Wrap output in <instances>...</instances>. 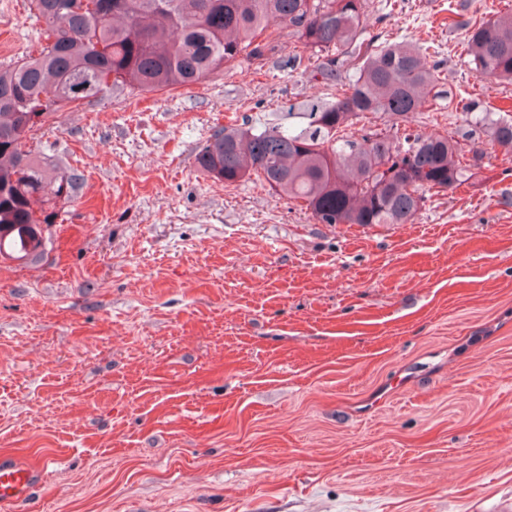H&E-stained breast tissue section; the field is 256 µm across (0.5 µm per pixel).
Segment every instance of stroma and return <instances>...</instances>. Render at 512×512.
Returning <instances> with one entry per match:
<instances>
[{
  "instance_id": "stroma-1",
  "label": "stroma",
  "mask_w": 512,
  "mask_h": 512,
  "mask_svg": "<svg viewBox=\"0 0 512 512\" xmlns=\"http://www.w3.org/2000/svg\"><path fill=\"white\" fill-rule=\"evenodd\" d=\"M450 0H369L366 37L432 46ZM42 21L0 0V65ZM281 34L204 82L70 106L35 156L84 177L48 259L0 262V454L46 463L0 512H512V156L410 224H318L196 166L213 130L331 88Z\"/></svg>"
}]
</instances>
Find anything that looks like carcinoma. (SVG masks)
<instances>
[{
  "instance_id": "carcinoma-1",
  "label": "carcinoma",
  "mask_w": 512,
  "mask_h": 512,
  "mask_svg": "<svg viewBox=\"0 0 512 512\" xmlns=\"http://www.w3.org/2000/svg\"><path fill=\"white\" fill-rule=\"evenodd\" d=\"M44 21L37 53L0 67V258L37 262L58 204L82 184L32 157L35 128L71 104L68 86L91 82L93 106L114 90L157 92L259 61L280 29L317 49L312 77L336 88L308 99L293 122L230 124L200 147L196 163L218 182L253 175L305 207L318 224H406L427 194L460 187L482 168L486 147L512 154V112L462 105L455 133L414 134L409 119L440 106L430 47L362 37L368 0H30ZM469 0L442 24L465 31L467 65L512 83V11L477 21ZM363 114L379 123L348 128Z\"/></svg>"
}]
</instances>
